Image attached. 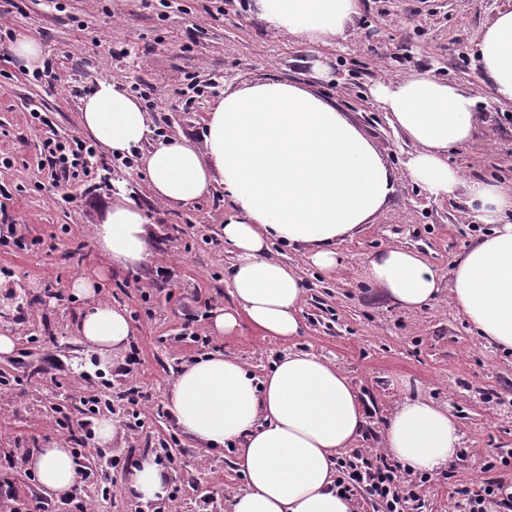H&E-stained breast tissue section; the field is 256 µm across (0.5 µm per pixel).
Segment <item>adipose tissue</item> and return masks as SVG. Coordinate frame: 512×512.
<instances>
[{
	"label": "adipose tissue",
	"mask_w": 512,
	"mask_h": 512,
	"mask_svg": "<svg viewBox=\"0 0 512 512\" xmlns=\"http://www.w3.org/2000/svg\"><path fill=\"white\" fill-rule=\"evenodd\" d=\"M267 29L305 44H327L359 15L361 0H252ZM481 71L498 102L512 104V5L498 9L478 44ZM371 95L394 130L413 149L407 179L437 200L465 191L488 233L461 253L449 271L454 308L487 346L512 352V186L464 181L449 153L478 127L477 101L432 72L376 83ZM84 135L110 153L143 143L148 115L120 84L98 81L83 101ZM205 151L182 138L149 150L145 175L155 199L180 206L220 184L234 215L224 225L232 262L224 282L233 304L215 314L216 334L237 335L242 323L288 340L301 329L304 285L287 264L269 258L281 243L305 250L325 275L342 265L341 242L372 223L395 190V175L374 144L335 104L300 85L265 79L225 92L206 118ZM153 227L127 197L113 200L95 239L107 263L136 265L148 255ZM363 277L381 297L414 313L442 290L438 272L418 253L390 245L367 255ZM98 282L83 275L72 294L89 299L79 315L81 343L102 364L125 348L133 333L126 313L95 302ZM167 408L176 425L209 452L235 450L246 476L231 512H354L352 497L336 488V459L361 438L368 409L347 376L328 359L291 350L256 377L236 358L210 353L183 365L172 380ZM386 451L405 467L433 472L458 451L457 424L447 406L422 397L402 399L383 433ZM44 495L75 488L81 467L71 448L51 444L30 454ZM130 493L156 501L168 492L166 474L143 458Z\"/></svg>",
	"instance_id": "ef3b65f1"
}]
</instances>
